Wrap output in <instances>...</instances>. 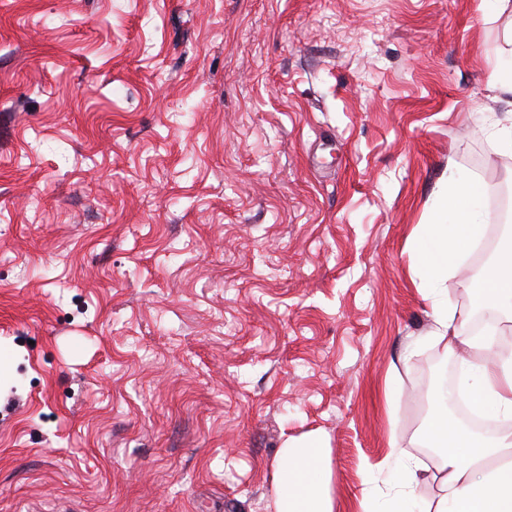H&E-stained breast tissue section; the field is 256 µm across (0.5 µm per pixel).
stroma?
<instances>
[{
    "mask_svg": "<svg viewBox=\"0 0 512 512\" xmlns=\"http://www.w3.org/2000/svg\"><path fill=\"white\" fill-rule=\"evenodd\" d=\"M496 0H0V512H335L423 466L462 358L417 345L448 166L512 189ZM491 252L448 307L473 335ZM279 454L283 468L275 485V512H334L333 500L323 490L330 471L325 448L308 439L286 442Z\"/></svg>",
    "mask_w": 512,
    "mask_h": 512,
    "instance_id": "1",
    "label": "stroma"
}]
</instances>
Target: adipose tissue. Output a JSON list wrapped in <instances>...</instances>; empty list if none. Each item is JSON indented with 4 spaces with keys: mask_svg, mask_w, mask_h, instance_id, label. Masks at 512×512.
<instances>
[{
    "mask_svg": "<svg viewBox=\"0 0 512 512\" xmlns=\"http://www.w3.org/2000/svg\"><path fill=\"white\" fill-rule=\"evenodd\" d=\"M493 191V186L449 168L446 195L434 220L420 225L414 234V263L427 282L444 285L464 251L478 243L491 218L481 206L482 199ZM480 299L487 307L512 306V232L504 236L499 258L484 273ZM435 322L430 342L451 353L465 346L478 354L469 361L454 396L476 410L489 407L511 420L512 355L495 349L498 326L489 325L479 336L461 335L444 301ZM450 399L436 401L422 436L425 447L436 451L434 470L420 467L398 442H391V454L399 462L394 492L384 501L363 503V512H512V432L494 436L474 432L449 417ZM279 454L283 468L275 485V512H334L333 500L323 490L330 471L325 448L310 439L286 443ZM427 482L436 484L438 494L421 507L416 492Z\"/></svg>",
    "mask_w": 512,
    "mask_h": 512,
    "instance_id": "ef3b65f1",
    "label": "adipose tissue"
}]
</instances>
